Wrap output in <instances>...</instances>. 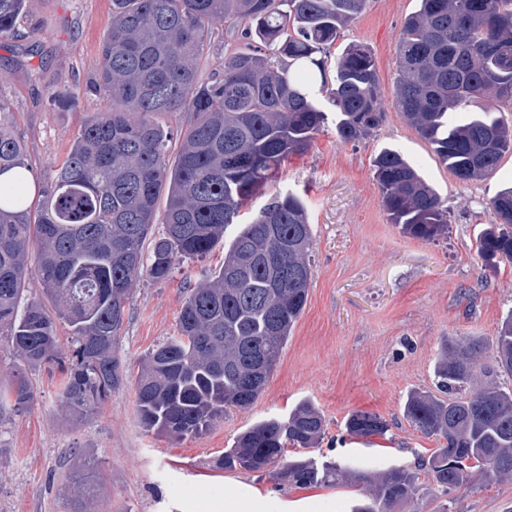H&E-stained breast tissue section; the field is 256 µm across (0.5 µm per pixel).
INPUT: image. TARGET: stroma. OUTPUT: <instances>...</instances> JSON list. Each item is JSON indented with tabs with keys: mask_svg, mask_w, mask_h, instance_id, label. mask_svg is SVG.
I'll return each instance as SVG.
<instances>
[{
	"mask_svg": "<svg viewBox=\"0 0 512 512\" xmlns=\"http://www.w3.org/2000/svg\"><path fill=\"white\" fill-rule=\"evenodd\" d=\"M416 8V0H367L332 49L337 56L359 43L374 56L384 113L374 135L345 143L327 120L247 206L253 213L273 194L292 191L304 198L313 228L308 300L259 399L184 440L146 432L138 419L140 362L176 335L189 286L201 269L224 261L219 245L166 282L137 285L117 351L129 381L94 415L72 421L59 408V372L28 370L33 402L0 422V512H73L78 448L96 460L100 484L85 512H224L237 481L278 485L267 471L221 469L225 448L256 421L285 415L304 399L326 420L313 456L368 470L412 468L438 447L404 418L403 405L409 391L434 390L435 355L445 338L479 340L482 366L493 363L498 325L512 310V263H484L476 238L494 221L490 199L512 183V154L490 176L461 181L399 111L397 44ZM111 20V0H27L17 33L0 36V100L8 105L1 118L23 140L41 179L65 158L84 120L109 105L94 79ZM385 148L399 151L437 190L448 208L447 236L425 241L390 222L374 178V159ZM357 410L383 417L386 434L348 435L345 419ZM286 491L292 501L317 497L323 512H351L362 499L353 485ZM450 506L512 512V482L461 489Z\"/></svg>",
	"mask_w": 512,
	"mask_h": 512,
	"instance_id": "35a3bbf8",
	"label": "stroma"
}]
</instances>
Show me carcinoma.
Here are the masks:
<instances>
[{"instance_id": "1", "label": "carcinoma", "mask_w": 512, "mask_h": 512, "mask_svg": "<svg viewBox=\"0 0 512 512\" xmlns=\"http://www.w3.org/2000/svg\"><path fill=\"white\" fill-rule=\"evenodd\" d=\"M367 0H112L97 84L110 98L90 116L66 158L27 201L25 180L0 195V336L28 368L56 364L62 409L93 415L126 383L117 349L140 280L167 281L181 265L224 243V263L188 289L178 335L141 361L136 405L147 430L194 437L245 410L261 395L308 299L312 225L302 198L277 195L249 221V200L303 152L327 120L326 98L343 142H361L383 112L375 59L347 45L330 48ZM399 40L395 95L400 112L460 180L491 175L512 153V124L478 99L512 102V0H418ZM26 0H0V35L13 32ZM224 28L221 71L201 79L212 30ZM174 118L176 127L156 120ZM179 132L174 162L167 153ZM32 172L23 143L0 118V173ZM383 208L394 224L430 241L448 232L437 191L397 150L374 159ZM165 199L163 230L151 236ZM499 220L483 229L478 254L512 262V186L489 203ZM238 229L226 238L228 228ZM35 262L42 298L25 288ZM48 299V309L42 299ZM71 328L60 356L57 321ZM477 340L443 342L434 364L438 393L411 391L406 419L441 447L418 471L370 473L313 458L325 419L310 401L241 432L224 449L225 469L276 467L298 487H362L352 512H392L415 502L424 472L451 495L475 480H512V391L477 376ZM496 371L512 375V312L496 336ZM34 398L18 373L0 389V417ZM348 434L382 435L386 421L354 412Z\"/></svg>"}]
</instances>
